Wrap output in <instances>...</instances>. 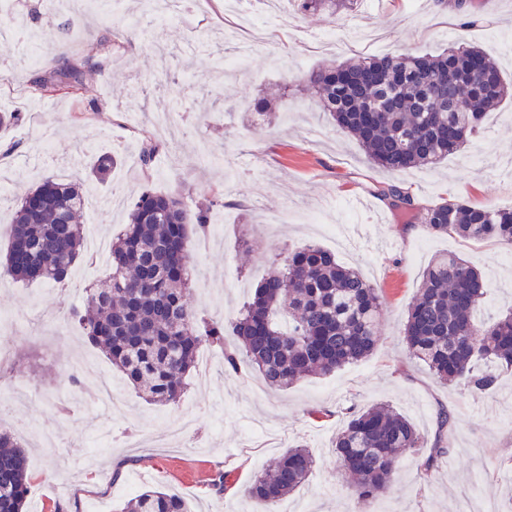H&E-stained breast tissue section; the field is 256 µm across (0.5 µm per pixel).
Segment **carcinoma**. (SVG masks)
<instances>
[{"mask_svg":"<svg viewBox=\"0 0 512 512\" xmlns=\"http://www.w3.org/2000/svg\"><path fill=\"white\" fill-rule=\"evenodd\" d=\"M302 13L330 18L350 11L357 0H291ZM47 69L32 85L40 96H76L84 86V64L63 43L46 47ZM480 67L479 79L472 77ZM302 84L318 108L350 133L367 158L389 172L437 164L460 150L486 113L512 95V80L478 47L439 54L363 57L309 72ZM159 141H141L139 160L147 167ZM118 162L101 155L90 168L103 177ZM381 196L397 209L414 202L390 185ZM89 202L79 180L46 178L18 201L3 273L14 279L63 283L82 256L79 217ZM420 223L435 235L453 234L481 242L493 239L512 248V208L475 206L456 198L418 211ZM205 233L209 209L192 212L179 194L143 190L134 200L128 224L112 243V268L105 282L88 288L72 311L85 336L99 347L124 379L153 403L178 405L205 344L224 345L231 337L263 381L286 388L310 375H327L369 356L379 340L382 301L358 270L331 252L305 245L288 252L255 289L239 316L226 324L210 322L190 307L189 226ZM482 272L456 253L435 257L422 274L410 304L403 341L411 358L440 381H465L487 391L497 382L484 360L512 368V308L489 320L479 318L485 294ZM448 412L439 414V434L422 466L436 471L450 453L445 430ZM415 425L386 404L352 414L336 436L335 451L358 498L367 500L390 487L403 455L422 448ZM314 467L308 449L286 450L257 474L247 495L261 510L277 506L304 485ZM29 490L28 457L12 434L0 431V512H23ZM127 512H189L178 494L146 490Z\"/></svg>","mask_w":512,"mask_h":512,"instance_id":"obj_1","label":"carcinoma"}]
</instances>
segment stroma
I'll return each mask as SVG.
<instances>
[{"instance_id": "1", "label": "stroma", "mask_w": 512, "mask_h": 512, "mask_svg": "<svg viewBox=\"0 0 512 512\" xmlns=\"http://www.w3.org/2000/svg\"><path fill=\"white\" fill-rule=\"evenodd\" d=\"M21 31L0 43V113L20 118L0 130V257L9 241L12 202L45 177H75L99 155L119 156L107 181L87 182L82 213L85 258L61 284L0 278V346L10 348L0 391H14L12 413L0 414L28 452L31 493L25 512H124L147 488L168 490L190 512H253L245 491L254 476L296 444L315 459L305 485L289 504L306 512H461L494 503L512 512V369L498 372L493 390L439 383L410 359L402 340L407 309L427 264L443 252L459 253L488 282L484 316L512 307V267L502 266V247L485 240L431 234L415 211L453 197L473 205L512 207V101L487 115L475 138L476 163L467 152L424 169L390 173L371 163L356 141L310 103L299 81L321 65L369 55L435 53L450 42L477 46L512 77V0L488 6L469 0L473 26L447 10L446 0H360L330 20L294 12L282 0L255 44L245 71L228 74L224 62L237 52L224 31L242 26L210 0L197 33L175 16L160 18L146 0H82L39 12V0H14ZM115 27H105L103 14ZM335 27L341 47L320 46L308 32ZM66 35L79 60L100 63L87 74L82 97L33 95L30 72H18L28 38ZM287 84L276 113L248 111L246 96ZM180 104L188 129L164 142L149 169L138 160L141 140L153 134L157 109ZM395 184L414 199L415 210H396L380 191ZM183 193L188 209L212 206L222 221L220 242L191 243L193 304L215 320L234 317L254 293L274 259L310 242L358 269L384 306L382 336L367 358L327 376H310L285 390L268 388L249 368L224 367V350L201 347L211 362L206 383L190 371L178 408L149 404L120 377L71 320L84 288L109 272L110 258L96 252L128 221L132 198L144 188ZM114 383L122 402L98 401L100 377ZM386 403L403 413L427 441H434L440 411L453 418L451 453L432 478H424L419 448L407 453L389 490L359 504L333 444L351 412ZM185 412L202 438L198 448H155L176 412ZM118 480H111L113 470ZM224 477L225 487L214 480Z\"/></svg>"}]
</instances>
